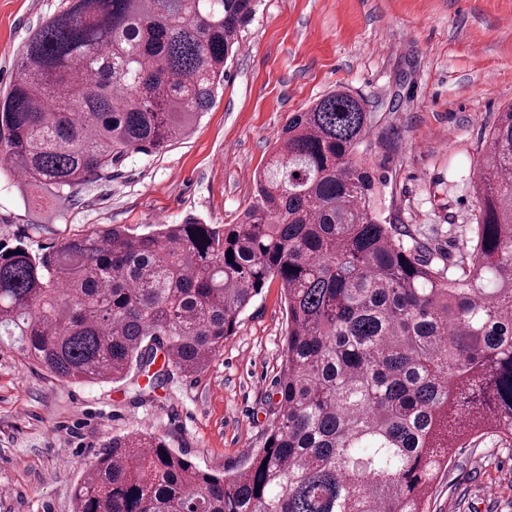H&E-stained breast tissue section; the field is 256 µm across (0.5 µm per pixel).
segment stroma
Wrapping results in <instances>:
<instances>
[{
	"label": "stroma",
	"instance_id": "stroma-1",
	"mask_svg": "<svg viewBox=\"0 0 512 512\" xmlns=\"http://www.w3.org/2000/svg\"><path fill=\"white\" fill-rule=\"evenodd\" d=\"M63 5L0 0V94L30 35ZM238 42L189 136L76 187L67 205L23 203L0 167V244L42 253L97 224L143 234L189 218L236 223L289 117L342 86L375 114L367 158L387 214L457 259L485 136L512 104V0H256ZM286 329L275 279L203 370L173 374L148 404L129 382L69 383L0 351V512H72L71 489L95 453L137 431L204 471L246 467L275 422ZM430 510L512 512V450L456 449Z\"/></svg>",
	"mask_w": 512,
	"mask_h": 512
}]
</instances>
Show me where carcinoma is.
Returning a JSON list of instances; mask_svg holds the SVG:
<instances>
[{"mask_svg":"<svg viewBox=\"0 0 512 512\" xmlns=\"http://www.w3.org/2000/svg\"><path fill=\"white\" fill-rule=\"evenodd\" d=\"M254 11L65 0L0 96V157L24 193L64 204L189 135ZM374 126L344 90L293 113L237 224L0 248V346L72 383L135 370L141 400L204 369L268 280L285 292L277 421L250 464L219 477L132 433L86 464L74 512H428L453 449L512 448V107L486 135L452 267L383 217L384 182L357 157Z\"/></svg>","mask_w":512,"mask_h":512,"instance_id":"obj_1","label":"carcinoma"}]
</instances>
